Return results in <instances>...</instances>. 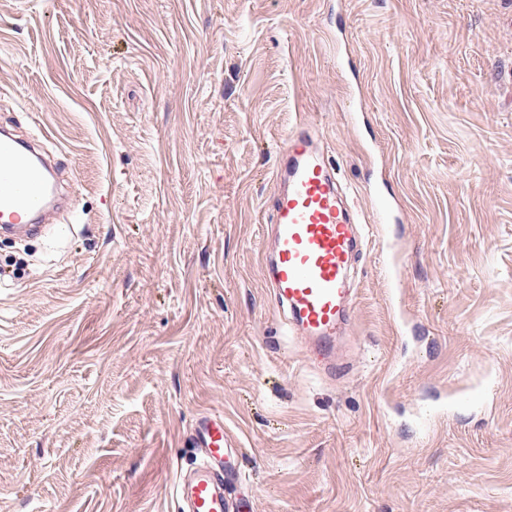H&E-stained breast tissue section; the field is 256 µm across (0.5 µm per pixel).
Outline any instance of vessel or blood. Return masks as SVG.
<instances>
[{
    "instance_id": "obj_1",
    "label": "vessel or blood",
    "mask_w": 512,
    "mask_h": 512,
    "mask_svg": "<svg viewBox=\"0 0 512 512\" xmlns=\"http://www.w3.org/2000/svg\"><path fill=\"white\" fill-rule=\"evenodd\" d=\"M54 164L37 138L0 131V233L26 235L55 198ZM273 192L266 228L272 239L261 264L277 309L286 313L289 335L308 342L320 360L335 364L336 332L355 293L348 272L355 259L361 216L348 208L336 171L303 129L286 135L272 170ZM191 442L196 461L180 470L174 484L178 512H236L224 496L229 452L224 417L199 415Z\"/></svg>"
}]
</instances>
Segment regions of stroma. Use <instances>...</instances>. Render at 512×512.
<instances>
[{
  "label": "stroma",
  "instance_id": "1",
  "mask_svg": "<svg viewBox=\"0 0 512 512\" xmlns=\"http://www.w3.org/2000/svg\"><path fill=\"white\" fill-rule=\"evenodd\" d=\"M9 120L75 210L0 238V512H175L204 412L251 512H512V0H0ZM300 121L405 213L334 375L261 270Z\"/></svg>",
  "mask_w": 512,
  "mask_h": 512
}]
</instances>
